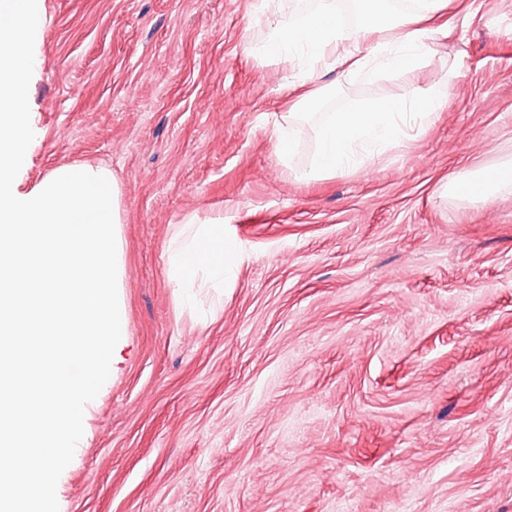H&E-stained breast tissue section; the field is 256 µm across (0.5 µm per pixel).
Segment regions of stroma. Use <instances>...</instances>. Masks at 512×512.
<instances>
[{
    "instance_id": "1",
    "label": "stroma",
    "mask_w": 512,
    "mask_h": 512,
    "mask_svg": "<svg viewBox=\"0 0 512 512\" xmlns=\"http://www.w3.org/2000/svg\"><path fill=\"white\" fill-rule=\"evenodd\" d=\"M264 0H43L32 186L101 163L120 187L127 333L84 409L59 512H512V196L450 177L512 162V0H447L425 66L345 67L318 112L415 103L432 125L301 181L272 130L288 62ZM222 219L223 289L175 297L170 241Z\"/></svg>"
}]
</instances>
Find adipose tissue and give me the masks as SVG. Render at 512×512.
Here are the masks:
<instances>
[{
    "label": "adipose tissue",
    "instance_id": "adipose-tissue-1",
    "mask_svg": "<svg viewBox=\"0 0 512 512\" xmlns=\"http://www.w3.org/2000/svg\"><path fill=\"white\" fill-rule=\"evenodd\" d=\"M385 4L386 0H357V23L352 27L346 25L337 0H317L313 10L298 14L273 7L269 34L252 52L261 59L288 61L300 79L294 87V110L275 131L280 160L289 158L291 145L308 118L306 110L316 101L317 91L310 88L309 79L320 78L323 70L345 62L372 78L414 68L431 55L432 22L443 9V0H426L423 7L395 20ZM448 84L445 78L435 80L412 110L402 100H378L345 112L324 113L313 129V161L297 170V179L309 181L346 172L391 147L412 126L430 124L448 96ZM215 236V226L203 225L171 244L169 272L181 294L191 290L197 268H207L219 281L233 272L238 248L231 241H216Z\"/></svg>",
    "mask_w": 512,
    "mask_h": 512
}]
</instances>
